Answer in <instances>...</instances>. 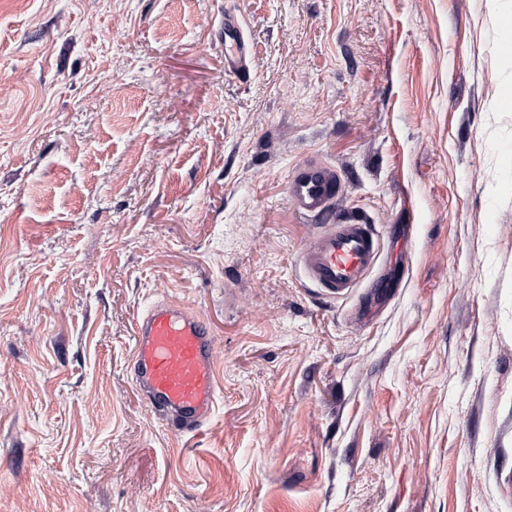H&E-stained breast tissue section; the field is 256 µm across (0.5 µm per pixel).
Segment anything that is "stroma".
Instances as JSON below:
<instances>
[{"label": "stroma", "mask_w": 512, "mask_h": 512, "mask_svg": "<svg viewBox=\"0 0 512 512\" xmlns=\"http://www.w3.org/2000/svg\"><path fill=\"white\" fill-rule=\"evenodd\" d=\"M510 11L0 0V512H512ZM310 157L378 287L304 279ZM162 299L214 337L196 435L131 382ZM224 42V68L233 74H245L247 49L240 22L235 17L224 15Z\"/></svg>", "instance_id": "obj_1"}]
</instances>
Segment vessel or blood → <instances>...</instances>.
<instances>
[{
  "label": "vessel or blood",
  "mask_w": 512,
  "mask_h": 512,
  "mask_svg": "<svg viewBox=\"0 0 512 512\" xmlns=\"http://www.w3.org/2000/svg\"><path fill=\"white\" fill-rule=\"evenodd\" d=\"M224 67L247 71V49L237 18L224 19ZM293 208L323 223L302 249L307 279L330 297L365 286L380 256V233L363 214L338 207L342 181L335 167L310 158L288 175ZM214 338L204 318L171 301L153 304L133 328L130 374L137 393L177 435L196 434L210 422L217 400Z\"/></svg>",
  "instance_id": "obj_1"
}]
</instances>
